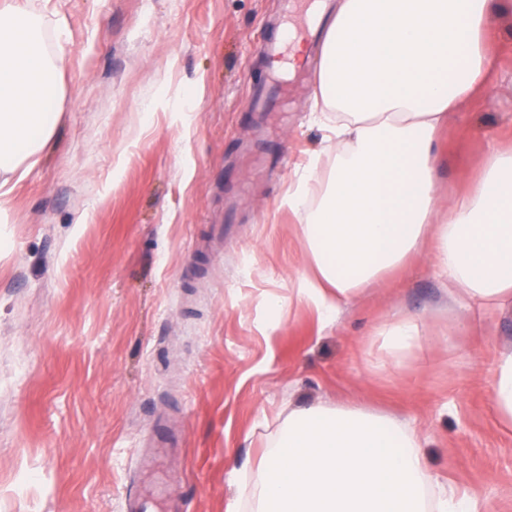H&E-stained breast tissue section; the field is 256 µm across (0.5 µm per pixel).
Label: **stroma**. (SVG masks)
Listing matches in <instances>:
<instances>
[{
    "label": "stroma",
    "mask_w": 512,
    "mask_h": 512,
    "mask_svg": "<svg viewBox=\"0 0 512 512\" xmlns=\"http://www.w3.org/2000/svg\"><path fill=\"white\" fill-rule=\"evenodd\" d=\"M66 21L56 134L0 195V512H123L148 443L187 512H254L262 455L289 413L357 405L427 437L432 477L512 512V427L492 405L512 308L473 314L424 252L337 320L297 302L306 267L282 200L326 149L313 65L261 52L282 0H30ZM490 81L438 136L450 207L489 144L512 148V11L490 23ZM291 160L275 164L280 149ZM413 316L393 363L377 335Z\"/></svg>",
    "instance_id": "obj_1"
}]
</instances>
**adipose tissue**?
<instances>
[{"label":"adipose tissue","instance_id":"1","mask_svg":"<svg viewBox=\"0 0 512 512\" xmlns=\"http://www.w3.org/2000/svg\"><path fill=\"white\" fill-rule=\"evenodd\" d=\"M507 0H336L319 51L314 121L335 150L311 156L285 203L311 274L297 288L326 320L431 249L468 309L512 298V152L489 150L478 183L448 214L435 198V134L485 87L484 33ZM466 15L467 40L455 23ZM28 0L0 10V189L54 136L51 103L68 42L42 43ZM424 436L361 407L308 406L288 417L260 461L256 512H478L432 483Z\"/></svg>","mask_w":512,"mask_h":512}]
</instances>
